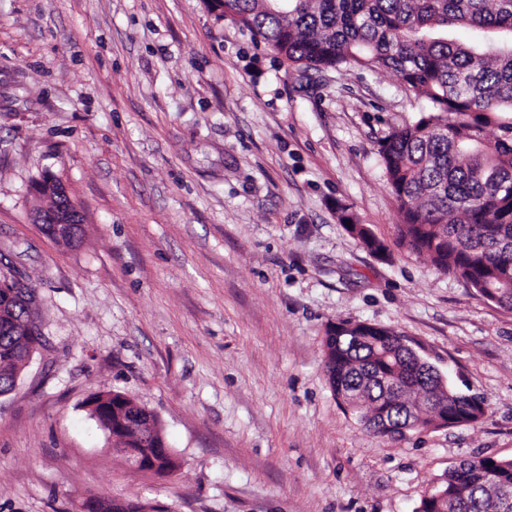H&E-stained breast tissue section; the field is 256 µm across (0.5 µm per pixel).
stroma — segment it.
<instances>
[{"label":"stroma","instance_id":"stroma-1","mask_svg":"<svg viewBox=\"0 0 512 512\" xmlns=\"http://www.w3.org/2000/svg\"><path fill=\"white\" fill-rule=\"evenodd\" d=\"M425 107L388 70L288 68L205 0H0V252L43 332L0 395V512H416L460 461L512 457V310L399 243L378 147ZM46 173L79 247L31 219ZM342 322L393 329L483 418L364 428L328 382ZM102 390L155 413L179 472L128 467L84 408Z\"/></svg>","mask_w":512,"mask_h":512}]
</instances>
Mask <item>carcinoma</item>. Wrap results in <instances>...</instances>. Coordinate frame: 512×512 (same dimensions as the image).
I'll use <instances>...</instances> for the list:
<instances>
[{
	"instance_id": "obj_1",
	"label": "carcinoma",
	"mask_w": 512,
	"mask_h": 512,
	"mask_svg": "<svg viewBox=\"0 0 512 512\" xmlns=\"http://www.w3.org/2000/svg\"><path fill=\"white\" fill-rule=\"evenodd\" d=\"M224 17L292 68L390 70L426 100L416 121L379 144L401 217L399 242L512 309V0H224ZM458 27L484 35L463 43ZM23 313L15 305L0 317V394L12 390L28 354L14 324ZM325 344L335 398L373 433L406 420L410 407L425 427L437 418L478 421L481 399L417 366L395 331L342 323ZM429 494L425 512H512V459L468 460ZM104 502L112 512H161Z\"/></svg>"
}]
</instances>
